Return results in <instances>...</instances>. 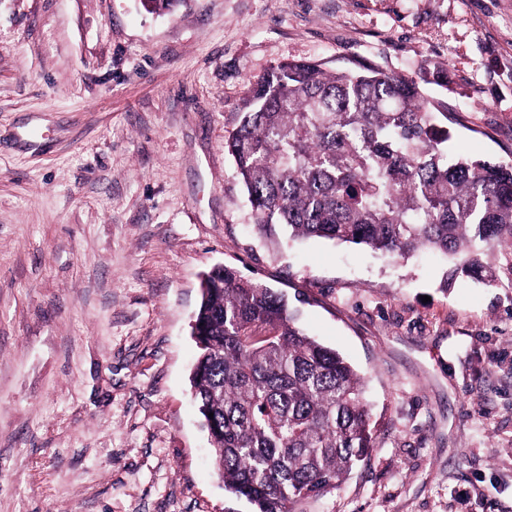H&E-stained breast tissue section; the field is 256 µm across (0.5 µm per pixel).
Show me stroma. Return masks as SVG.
<instances>
[{
  "label": "stroma",
  "mask_w": 512,
  "mask_h": 512,
  "mask_svg": "<svg viewBox=\"0 0 512 512\" xmlns=\"http://www.w3.org/2000/svg\"><path fill=\"white\" fill-rule=\"evenodd\" d=\"M289 60L415 80L512 163V0H0V512H247L191 398L217 265L363 379L376 446L299 512H512V288L254 224L224 142Z\"/></svg>",
  "instance_id": "obj_1"
}]
</instances>
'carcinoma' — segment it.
Listing matches in <instances>:
<instances>
[{
	"label": "carcinoma",
	"mask_w": 512,
	"mask_h": 512,
	"mask_svg": "<svg viewBox=\"0 0 512 512\" xmlns=\"http://www.w3.org/2000/svg\"><path fill=\"white\" fill-rule=\"evenodd\" d=\"M182 0H141L151 14ZM225 150L255 224L409 256L512 255V164L448 155V113L379 69L291 61L254 85ZM192 395L225 491L250 512H294L337 488L376 447L363 381L308 336L285 295L226 266L206 276L194 320ZM213 417H208V413Z\"/></svg>",
	"instance_id": "carcinoma-1"
}]
</instances>
